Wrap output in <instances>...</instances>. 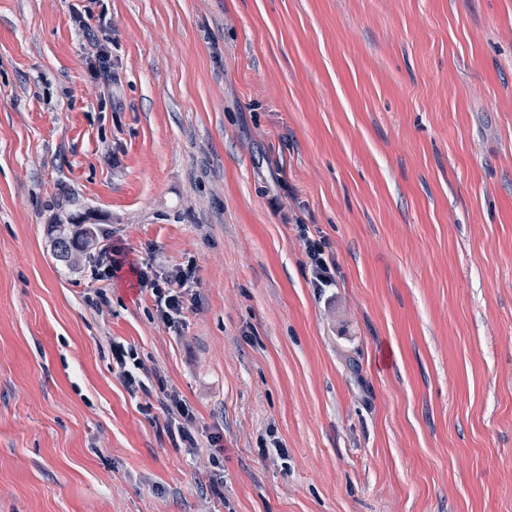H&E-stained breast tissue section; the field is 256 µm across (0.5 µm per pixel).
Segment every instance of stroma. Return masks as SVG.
Returning a JSON list of instances; mask_svg holds the SVG:
<instances>
[{
	"mask_svg": "<svg viewBox=\"0 0 512 512\" xmlns=\"http://www.w3.org/2000/svg\"><path fill=\"white\" fill-rule=\"evenodd\" d=\"M0 512H512V0H0ZM76 224H53L55 235L51 240V248L55 258L74 267L83 259L93 246L94 236L77 234ZM299 228L305 241V253L308 259L307 264L311 270L313 286L316 288L331 286L334 280L336 263L330 255H326L321 242H317L308 236L304 224L299 225ZM94 265L91 267V276L97 281H110L126 264V257L112 243L98 242ZM137 275L138 284L143 290H150L155 298L159 320L169 329L177 330L185 301L194 283L193 267L165 270L161 265L154 266L152 261L139 265L131 264ZM111 349L112 359L115 360L119 376L130 393L135 394L138 391L147 393L149 389L145 380L150 378L152 372H149L143 363L138 360L132 348L126 349L124 344L113 342ZM128 360H132V362ZM158 382L165 397L162 404L165 413L162 429L172 440L174 447L184 448L188 454H192L199 448L194 429V412L176 391L164 388L159 378Z\"/></svg>",
	"mask_w": 512,
	"mask_h": 512,
	"instance_id": "35a3bbf8",
	"label": "stroma"
}]
</instances>
